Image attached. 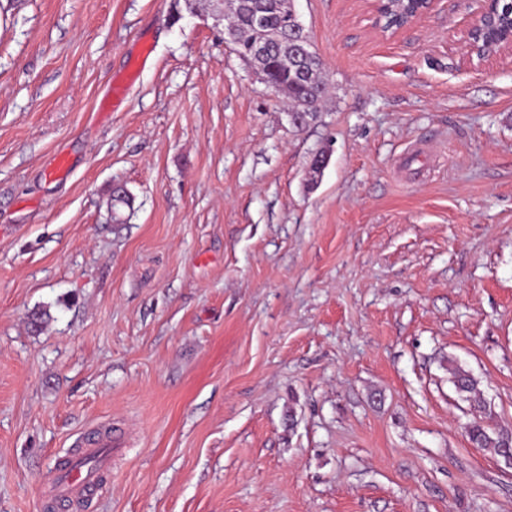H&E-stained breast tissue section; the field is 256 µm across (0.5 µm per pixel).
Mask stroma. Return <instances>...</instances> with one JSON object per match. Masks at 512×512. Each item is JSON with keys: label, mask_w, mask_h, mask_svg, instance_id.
<instances>
[{"label": "stroma", "mask_w": 512, "mask_h": 512, "mask_svg": "<svg viewBox=\"0 0 512 512\" xmlns=\"http://www.w3.org/2000/svg\"><path fill=\"white\" fill-rule=\"evenodd\" d=\"M294 6L327 86L301 121L220 0H0V512H45L107 425L83 512H512L464 432L512 431V55L469 63L470 0L394 35ZM453 384L460 394H466L467 399H480L478 381L466 370L459 366L450 368ZM121 445L112 439L101 445L97 442H88L86 446L78 449L79 461L71 469L66 471L57 481H53L46 487V493H67L72 496H82L88 488H95L100 478L98 465L107 462L112 454L121 450Z\"/></svg>", "instance_id": "stroma-1"}]
</instances>
